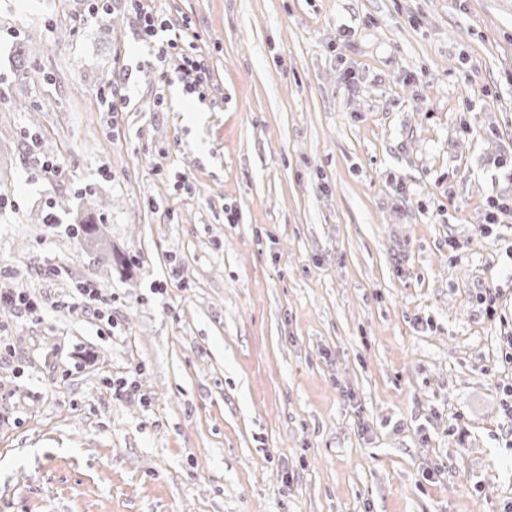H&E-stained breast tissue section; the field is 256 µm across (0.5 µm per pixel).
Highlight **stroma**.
Masks as SVG:
<instances>
[{"mask_svg": "<svg viewBox=\"0 0 512 512\" xmlns=\"http://www.w3.org/2000/svg\"><path fill=\"white\" fill-rule=\"evenodd\" d=\"M140 3L0 0V512H512V0ZM77 293L70 297L69 302H64L63 307L69 311H78L92 315L93 317L104 318V310L110 306L112 297L103 292L100 288L91 287L76 288ZM0 302H6L16 309L33 313L38 310V304L32 295L24 288H11L8 291H0Z\"/></svg>", "mask_w": 512, "mask_h": 512, "instance_id": "stroma-1", "label": "stroma"}]
</instances>
